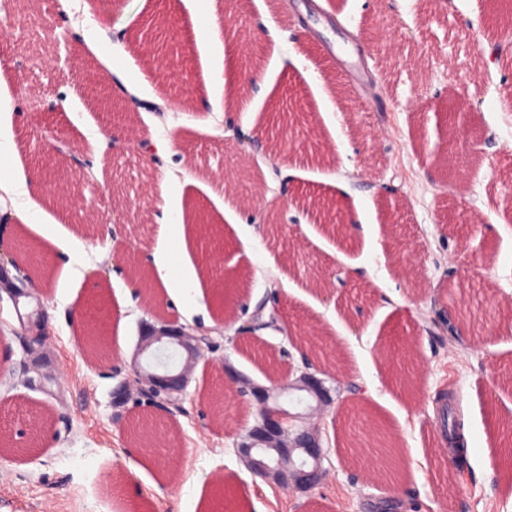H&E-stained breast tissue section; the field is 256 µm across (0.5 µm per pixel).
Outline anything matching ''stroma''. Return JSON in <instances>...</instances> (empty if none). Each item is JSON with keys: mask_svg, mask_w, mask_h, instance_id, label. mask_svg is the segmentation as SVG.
I'll return each mask as SVG.
<instances>
[{"mask_svg": "<svg viewBox=\"0 0 512 512\" xmlns=\"http://www.w3.org/2000/svg\"><path fill=\"white\" fill-rule=\"evenodd\" d=\"M17 0L16 24L0 29V134L20 144L27 167L84 162L71 210L46 207L40 229L53 238L56 273L42 298L45 350L60 372L62 398L28 389L23 333L9 299L0 300V512H386L419 502L422 512H512V461L487 468L482 437L512 427V43H484L491 0H236L228 29L246 55L239 79L260 71L247 111L227 109L213 91L201 110L160 103V93L191 97L214 47L184 31L203 19L206 0ZM167 13L178 46L164 69L150 71L138 45L147 20ZM64 16L76 39L61 45L46 30ZM112 77L118 114L92 106L86 67ZM146 78H139V71ZM297 94L323 150L345 153L329 169L313 149L282 147L277 160L242 153L236 131L270 128L288 94ZM460 142L435 154L437 121ZM171 140L173 151L142 142ZM233 181L252 202L224 215L190 177ZM169 175L165 197L153 194ZM311 197L347 205L345 236L302 207ZM205 212L224 242L218 257L229 287L240 289L236 323L258 307L279 309L288 327L311 325L334 353L326 385L333 404L320 421L327 476L308 492H289L248 476L232 448L253 416L236 404L215 420V362L266 383L273 356L264 329L232 342L214 328L213 295L171 298L168 319L211 333L217 352L195 366L181 410L153 417L178 450V478L144 462L128 428L135 404H112L113 376L125 369L149 315L123 262L134 254L151 269L168 253L150 250L153 213ZM284 232L266 239L264 213ZM84 233L70 237L73 226ZM331 277L314 300L292 284L311 271ZM106 298V333L125 354L96 365L78 341L72 312ZM479 301V330L448 332L450 305ZM464 426L468 449L456 460L437 430L442 396Z\"/></svg>", "mask_w": 512, "mask_h": 512, "instance_id": "stroma-1", "label": "stroma"}]
</instances>
